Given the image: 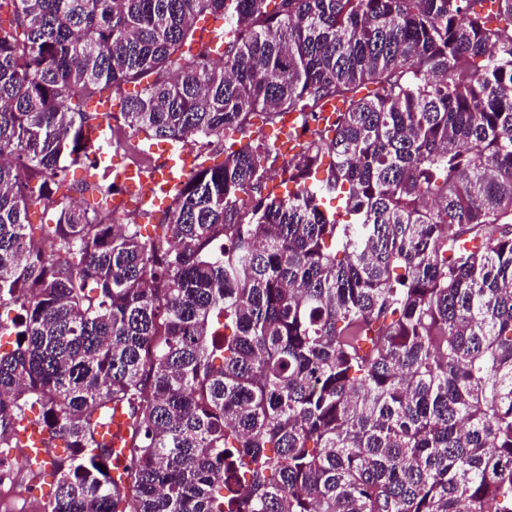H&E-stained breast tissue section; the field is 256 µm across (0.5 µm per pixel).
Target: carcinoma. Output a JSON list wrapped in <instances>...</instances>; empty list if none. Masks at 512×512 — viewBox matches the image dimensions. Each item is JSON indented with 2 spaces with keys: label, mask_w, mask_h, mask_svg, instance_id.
Returning a JSON list of instances; mask_svg holds the SVG:
<instances>
[{
  "label": "carcinoma",
  "mask_w": 512,
  "mask_h": 512,
  "mask_svg": "<svg viewBox=\"0 0 512 512\" xmlns=\"http://www.w3.org/2000/svg\"><path fill=\"white\" fill-rule=\"evenodd\" d=\"M4 9L0 296L24 340L0 354V447L40 406L70 450L47 512H512V0ZM218 13L220 67L191 51ZM105 93L133 134L207 148L256 112L346 108L286 197L272 143L196 171L160 252L114 223L113 184L53 196ZM36 205L58 212L39 238ZM119 404L114 478L95 432Z\"/></svg>",
  "instance_id": "carcinoma-1"
}]
</instances>
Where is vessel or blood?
I'll use <instances>...</instances> for the list:
<instances>
[{
    "label": "vessel or blood",
    "mask_w": 512,
    "mask_h": 512,
    "mask_svg": "<svg viewBox=\"0 0 512 512\" xmlns=\"http://www.w3.org/2000/svg\"><path fill=\"white\" fill-rule=\"evenodd\" d=\"M277 147L284 152L295 153L301 141L298 115L294 112L283 114L278 125ZM113 182L119 187V194L112 199V207L124 210L130 207L145 211L168 201L177 192L191 173L186 154H168L162 163L150 168L149 172L132 167H109ZM131 419L123 407H115L108 422L98 428V443L112 453H125L130 440ZM20 442L31 466H39L47 455L48 435L38 424H25L19 433Z\"/></svg>",
    "instance_id": "1"
}]
</instances>
